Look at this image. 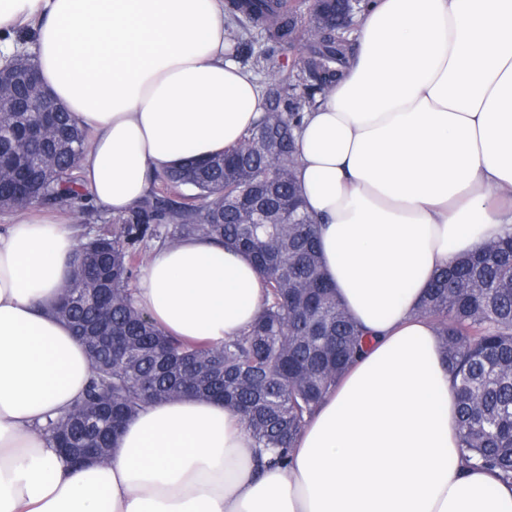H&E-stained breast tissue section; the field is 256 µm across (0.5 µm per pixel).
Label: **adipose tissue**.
<instances>
[{"instance_id": "adipose-tissue-1", "label": "adipose tissue", "mask_w": 512, "mask_h": 512, "mask_svg": "<svg viewBox=\"0 0 512 512\" xmlns=\"http://www.w3.org/2000/svg\"><path fill=\"white\" fill-rule=\"evenodd\" d=\"M24 20L43 85L92 133L79 175L106 213L264 110L224 0H0V59ZM296 141L323 270L372 340L288 465L258 471L238 415L192 397L140 410L108 464L66 465L40 427L89 380L47 310L77 240L34 207L0 229V512H512V483L459 466L451 375L418 312L454 256L512 232V0H365ZM264 297L248 260L203 238L156 245L135 290L167 333L212 344L247 333Z\"/></svg>"}]
</instances>
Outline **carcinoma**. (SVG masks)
Returning a JSON list of instances; mask_svg holds the SVG:
<instances>
[{"mask_svg": "<svg viewBox=\"0 0 512 512\" xmlns=\"http://www.w3.org/2000/svg\"><path fill=\"white\" fill-rule=\"evenodd\" d=\"M228 23L259 28L282 43L296 32L287 0H225ZM336 24L312 37L299 70L268 85L275 119L264 116L224 153L188 159L156 174L151 191L112 227L80 234L54 314L75 336L97 333L112 345L85 348V396L42 431L59 456L83 463L111 459L124 424L149 402L183 397L217 400L237 413L268 463L285 464L306 417L349 364L365 351L368 333L347 313L322 270L318 225L303 211L295 182L293 129L315 95L336 82L349 62L342 26L349 0H326ZM40 82L21 85L0 120V158L16 161L17 177L0 182V210L54 208L84 194L77 182L89 132L66 112L43 114ZM49 166L35 168L39 160ZM257 203L269 223L245 224ZM206 237L244 255L265 285L250 332L220 347L172 336L134 304L131 282L155 241ZM419 313L437 325L458 401L460 463L512 480V236L455 258L431 283Z\"/></svg>", "mask_w": 512, "mask_h": 512, "instance_id": "1", "label": "carcinoma"}]
</instances>
